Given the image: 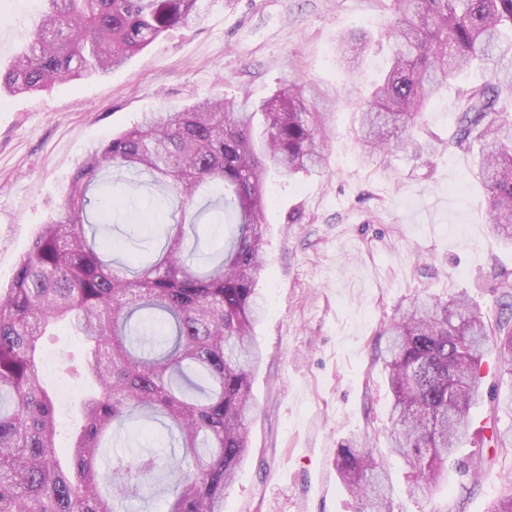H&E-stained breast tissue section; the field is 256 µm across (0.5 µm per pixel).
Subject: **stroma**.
<instances>
[{
	"mask_svg": "<svg viewBox=\"0 0 512 512\" xmlns=\"http://www.w3.org/2000/svg\"><path fill=\"white\" fill-rule=\"evenodd\" d=\"M44 0H0V65L27 41ZM390 0H209L201 19L158 38L108 75L0 99V289L54 216L86 152L130 127L141 113L179 109L216 95L264 100L284 82L307 88L324 114L322 168L287 177L270 172L259 286L267 304L255 328L264 360L256 371L248 448L224 492V512H354L336 471L339 448H374L393 512H487L512 471L491 469L471 486L462 464L493 455L486 427L489 395L512 393L494 348L482 365L478 403L448 478L421 492L390 449L393 401L381 357L385 325L412 299L468 294L498 310V276L512 274V246L486 227L487 197L468 172L474 154L450 147L448 112L459 88L488 80L472 71L451 81L424 111L412 136L427 144L363 156L353 128L357 102L369 98L391 54L384 26ZM345 33L372 47L358 81L336 60ZM92 210L108 213L99 235L118 244L114 261L165 237L142 223L161 191L149 174L110 171ZM46 370L61 404L62 437L77 425L70 409L77 383L62 363L84 353L62 330L46 337Z\"/></svg>",
	"mask_w": 512,
	"mask_h": 512,
	"instance_id": "1",
	"label": "stroma"
}]
</instances>
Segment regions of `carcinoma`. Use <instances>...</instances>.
I'll list each match as a JSON object with an SVG mask.
<instances>
[{
  "instance_id": "1",
  "label": "carcinoma",
  "mask_w": 512,
  "mask_h": 512,
  "mask_svg": "<svg viewBox=\"0 0 512 512\" xmlns=\"http://www.w3.org/2000/svg\"><path fill=\"white\" fill-rule=\"evenodd\" d=\"M32 36L0 70V94L36 93L102 76L168 31L196 22L206 0H46ZM385 37L389 66L371 98L355 107L364 152L398 150L448 80L475 66L490 80L461 90L456 145L481 144L470 171L488 199V227L512 243V118L500 99L512 92V0H393ZM370 40L352 33L337 52L358 74ZM323 113L300 85L266 100L248 93L205 98L179 111L142 113L132 127L88 152L60 211L33 240L0 291V512H124L154 493L165 474L167 512H224V489L247 449L252 380L262 360L254 331L264 310L258 288L268 166L294 176L323 161ZM112 168L147 172L185 209L196 194L219 195L213 221L231 229L208 270L185 255L196 220L166 230L159 254L103 259L108 239L90 240L88 192ZM63 323L81 336L82 424L58 443L55 399L42 370L41 342ZM385 367L393 394L390 444L420 482L447 475L448 457L469 425L487 345L512 374V315L474 311L466 297L413 302L393 318ZM512 397L490 399L497 461L512 469V430L495 423ZM168 419L178 444L165 457L149 449L115 454L97 470L104 437L141 420ZM337 471L358 512H391L374 450L341 448ZM482 455L465 464L479 484ZM488 512H512V483Z\"/></svg>"
}]
</instances>
